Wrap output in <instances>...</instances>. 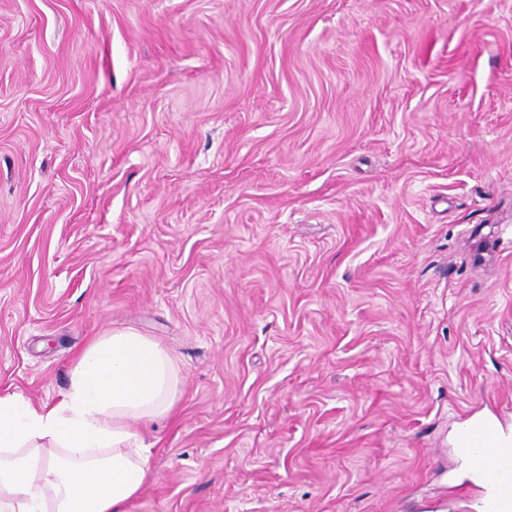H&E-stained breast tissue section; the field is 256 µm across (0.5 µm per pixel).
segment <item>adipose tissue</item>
<instances>
[{"instance_id": "obj_1", "label": "adipose tissue", "mask_w": 512, "mask_h": 512, "mask_svg": "<svg viewBox=\"0 0 512 512\" xmlns=\"http://www.w3.org/2000/svg\"><path fill=\"white\" fill-rule=\"evenodd\" d=\"M176 384L166 348L116 329L76 356L56 404L0 395V512H124L151 471L139 426L171 412Z\"/></svg>"}]
</instances>
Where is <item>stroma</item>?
<instances>
[{"mask_svg":"<svg viewBox=\"0 0 512 512\" xmlns=\"http://www.w3.org/2000/svg\"><path fill=\"white\" fill-rule=\"evenodd\" d=\"M180 379L126 512H464L512 432V0H0V394Z\"/></svg>","mask_w":512,"mask_h":512,"instance_id":"35a3bbf8","label":"stroma"}]
</instances>
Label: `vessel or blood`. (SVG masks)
I'll use <instances>...</instances> for the list:
<instances>
[{"mask_svg": "<svg viewBox=\"0 0 512 512\" xmlns=\"http://www.w3.org/2000/svg\"><path fill=\"white\" fill-rule=\"evenodd\" d=\"M461 445L488 464L478 480L480 512H512V439L490 426L470 427Z\"/></svg>", "mask_w": 512, "mask_h": 512, "instance_id": "b4317fda", "label": "vessel or blood"}]
</instances>
